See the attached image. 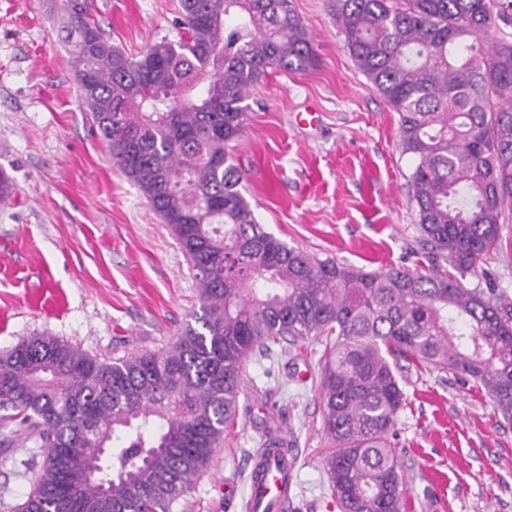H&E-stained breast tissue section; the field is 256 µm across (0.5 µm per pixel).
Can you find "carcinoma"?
Listing matches in <instances>:
<instances>
[{
  "label": "carcinoma",
  "mask_w": 512,
  "mask_h": 512,
  "mask_svg": "<svg viewBox=\"0 0 512 512\" xmlns=\"http://www.w3.org/2000/svg\"><path fill=\"white\" fill-rule=\"evenodd\" d=\"M80 97L112 161L174 232L200 312L170 347L100 359L49 333L0 355V424L43 449L16 512H173L230 426L257 349L325 337L319 399L339 512H407L393 436L411 365L467 375L512 419V302L459 280L512 204V42L493 0H332L358 69L399 117L436 266L319 260L259 224L228 151L267 70L317 65L292 0H179L176 41L115 46L62 0Z\"/></svg>",
  "instance_id": "obj_1"
}]
</instances>
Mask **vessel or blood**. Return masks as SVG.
Masks as SVG:
<instances>
[{
    "label": "vessel or blood",
    "instance_id": "b4317fda",
    "mask_svg": "<svg viewBox=\"0 0 512 512\" xmlns=\"http://www.w3.org/2000/svg\"><path fill=\"white\" fill-rule=\"evenodd\" d=\"M295 463L285 449L268 453L263 469H251L249 512H287L292 502Z\"/></svg>",
    "mask_w": 512,
    "mask_h": 512
}]
</instances>
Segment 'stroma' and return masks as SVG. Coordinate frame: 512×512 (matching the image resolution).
I'll list each match as a JSON object with an SVG mask.
<instances>
[{
    "mask_svg": "<svg viewBox=\"0 0 512 512\" xmlns=\"http://www.w3.org/2000/svg\"><path fill=\"white\" fill-rule=\"evenodd\" d=\"M112 43L143 53L178 40V0H88ZM60 0H0V353L47 332L101 358L166 349L199 309L194 271L169 225L113 163L85 112L63 42ZM319 57L253 88L229 151L265 229L309 255L368 271L428 272L398 115L352 59L330 0H293ZM468 288L512 299V207L502 242ZM321 339L273 346L242 372L236 417L174 512H244L246 476L269 432L297 460L290 512H338L317 395ZM393 447L408 512H512V420L452 370H410ZM0 426V512L32 488L34 443Z\"/></svg>",
    "mask_w": 512,
    "mask_h": 512,
    "instance_id": "35a3bbf8",
    "label": "stroma"
}]
</instances>
